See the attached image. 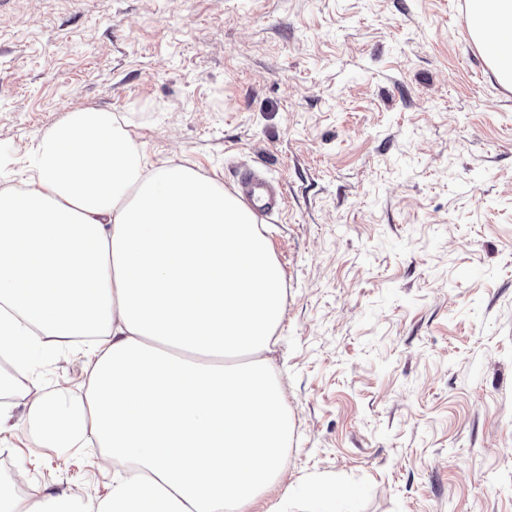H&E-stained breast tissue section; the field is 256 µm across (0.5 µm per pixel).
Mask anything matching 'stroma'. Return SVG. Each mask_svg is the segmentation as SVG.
<instances>
[{
  "mask_svg": "<svg viewBox=\"0 0 512 512\" xmlns=\"http://www.w3.org/2000/svg\"><path fill=\"white\" fill-rule=\"evenodd\" d=\"M74 106L225 189L285 188L261 226L286 275L288 462L244 512H307L316 480L354 512H512V89L465 0H0V188ZM90 372L55 344L0 399L16 494H108L99 448L23 422Z\"/></svg>",
  "mask_w": 512,
  "mask_h": 512,
  "instance_id": "35a3bbf8",
  "label": "stroma"
}]
</instances>
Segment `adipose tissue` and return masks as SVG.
<instances>
[{
    "label": "adipose tissue",
    "mask_w": 512,
    "mask_h": 512,
    "mask_svg": "<svg viewBox=\"0 0 512 512\" xmlns=\"http://www.w3.org/2000/svg\"><path fill=\"white\" fill-rule=\"evenodd\" d=\"M471 37L512 88V0H466ZM0 189V354L94 337L89 386L41 394L38 441L95 439L114 463L87 501L0 488V512H243L282 474L290 421L268 352L284 271L257 214L214 180L151 162L117 115L70 108Z\"/></svg>",
    "instance_id": "1"
}]
</instances>
